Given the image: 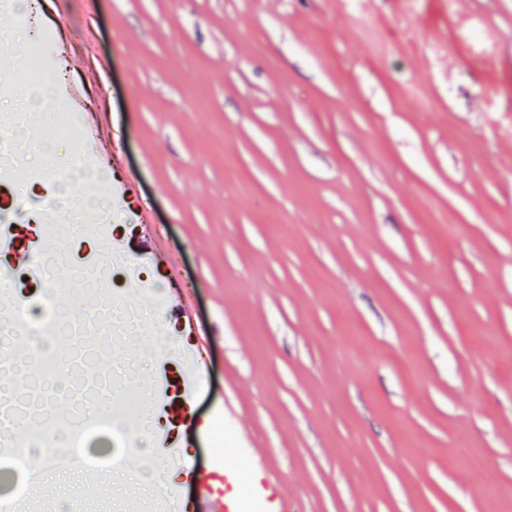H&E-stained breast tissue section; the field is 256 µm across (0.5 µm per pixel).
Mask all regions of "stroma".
Masks as SVG:
<instances>
[{"label":"stroma","mask_w":512,"mask_h":512,"mask_svg":"<svg viewBox=\"0 0 512 512\" xmlns=\"http://www.w3.org/2000/svg\"><path fill=\"white\" fill-rule=\"evenodd\" d=\"M37 3L55 94L110 131L114 222L163 226L196 325L124 288L160 346L84 336L48 426L121 370L148 398L124 439L210 468L235 459L216 428L246 431L291 512H512V0ZM17 484L23 512L194 504L173 464L151 493L123 469Z\"/></svg>","instance_id":"35a3bbf8"}]
</instances>
